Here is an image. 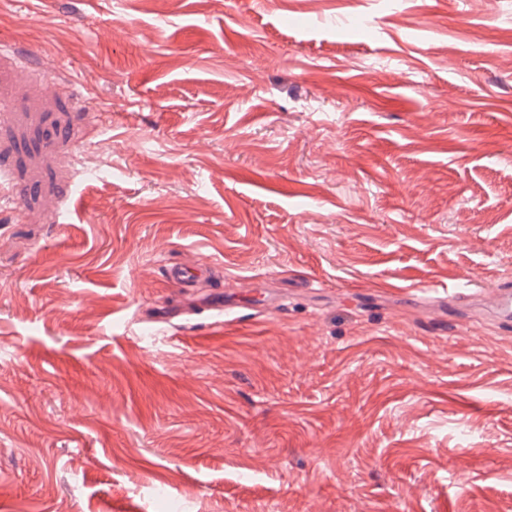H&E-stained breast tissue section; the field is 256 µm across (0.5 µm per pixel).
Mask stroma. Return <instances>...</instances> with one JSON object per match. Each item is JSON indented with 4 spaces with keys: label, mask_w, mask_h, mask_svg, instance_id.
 I'll return each instance as SVG.
<instances>
[{
    "label": "stroma",
    "mask_w": 512,
    "mask_h": 512,
    "mask_svg": "<svg viewBox=\"0 0 512 512\" xmlns=\"http://www.w3.org/2000/svg\"><path fill=\"white\" fill-rule=\"evenodd\" d=\"M1 97L0 512H512V0H0ZM166 275L169 281L183 288H192L202 274L198 267L190 263H176L166 268ZM485 307L501 323L512 321V286L510 281L492 289L485 299Z\"/></svg>",
    "instance_id": "35a3bbf8"
}]
</instances>
